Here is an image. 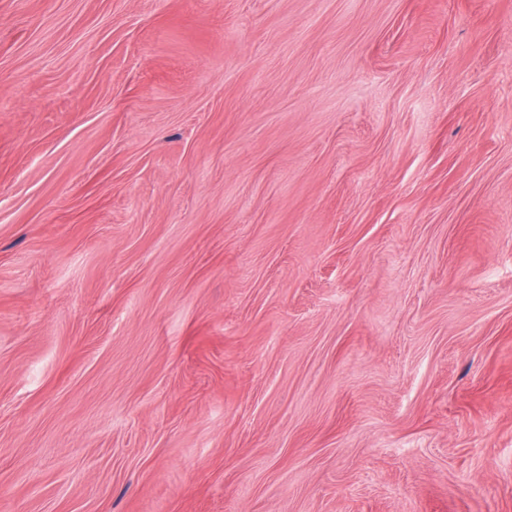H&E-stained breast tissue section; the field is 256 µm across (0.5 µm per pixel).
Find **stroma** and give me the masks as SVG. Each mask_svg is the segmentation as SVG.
Here are the masks:
<instances>
[{
    "mask_svg": "<svg viewBox=\"0 0 512 512\" xmlns=\"http://www.w3.org/2000/svg\"><path fill=\"white\" fill-rule=\"evenodd\" d=\"M0 512H512V0H0Z\"/></svg>",
    "mask_w": 512,
    "mask_h": 512,
    "instance_id": "stroma-1",
    "label": "stroma"
}]
</instances>
